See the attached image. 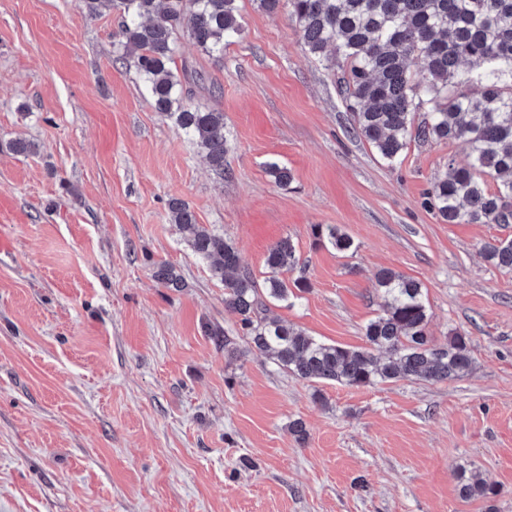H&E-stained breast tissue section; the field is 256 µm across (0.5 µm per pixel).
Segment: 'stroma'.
I'll list each match as a JSON object with an SVG mask.
<instances>
[{"label":"stroma","mask_w":512,"mask_h":512,"mask_svg":"<svg viewBox=\"0 0 512 512\" xmlns=\"http://www.w3.org/2000/svg\"><path fill=\"white\" fill-rule=\"evenodd\" d=\"M238 6L223 60L185 39L175 57L204 76L193 102L224 111L218 176L113 59L115 10L0 0V142L37 146L0 150V512H512V271L481 253L512 224L443 223L426 193L466 145L412 141L388 164L352 135L287 10ZM174 198L256 279L292 239L311 288L273 316L363 347L388 268L421 284L436 343L469 336L472 372L348 387L253 352L227 360L201 325L234 336L238 319L170 224ZM317 224L354 250L318 245ZM158 262L184 288L158 285ZM461 465L494 496L461 499Z\"/></svg>","instance_id":"1"}]
</instances>
